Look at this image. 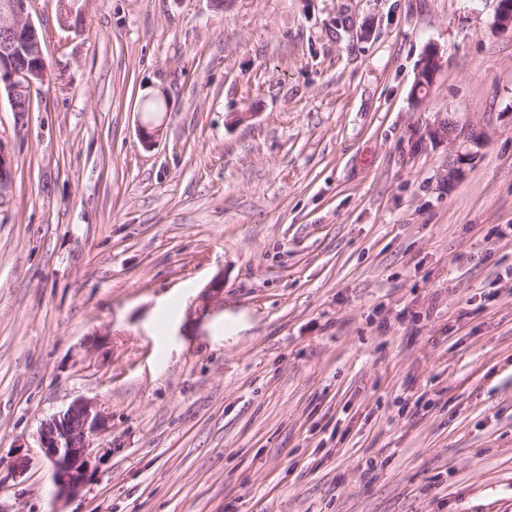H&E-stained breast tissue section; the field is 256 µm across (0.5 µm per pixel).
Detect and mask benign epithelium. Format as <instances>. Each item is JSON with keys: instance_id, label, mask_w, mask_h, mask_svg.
Returning <instances> with one entry per match:
<instances>
[{"instance_id": "benign-epithelium-1", "label": "benign epithelium", "mask_w": 512, "mask_h": 512, "mask_svg": "<svg viewBox=\"0 0 512 512\" xmlns=\"http://www.w3.org/2000/svg\"><path fill=\"white\" fill-rule=\"evenodd\" d=\"M494 31L512 35V3L496 0ZM38 30L28 14V0H0V94L7 96L11 111H30L35 88L42 86L47 71ZM439 51L426 50L417 69L413 96L420 103L434 85L442 67ZM489 139L483 124L456 112H440L420 131L423 142L448 141L457 145L448 155V172L443 179L454 182L463 177ZM14 155L11 146L0 139V199L12 185ZM224 300V277L213 278L204 288L202 311L210 314ZM104 426V416L95 403L78 400L42 423L39 447L54 470L56 496L78 494L92 473L91 439Z\"/></svg>"}]
</instances>
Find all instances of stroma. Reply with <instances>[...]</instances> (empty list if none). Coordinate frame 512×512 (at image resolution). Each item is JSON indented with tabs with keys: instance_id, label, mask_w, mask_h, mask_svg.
<instances>
[{
	"instance_id": "stroma-1",
	"label": "stroma",
	"mask_w": 512,
	"mask_h": 512,
	"mask_svg": "<svg viewBox=\"0 0 512 512\" xmlns=\"http://www.w3.org/2000/svg\"><path fill=\"white\" fill-rule=\"evenodd\" d=\"M495 8L29 0L48 79L0 100V512H512ZM448 111L490 134L451 184L452 145L416 136ZM79 399L106 425L57 502L38 433ZM442 63L443 60L439 51L435 47H429L420 61L417 69V77L414 82L413 96L416 105H418L427 94H425V91L427 90L428 92L434 85ZM14 161L11 146L0 139V199L6 197L11 188ZM224 277L213 278L204 288L202 295V311L205 315L214 312L216 303L224 304ZM222 301V302H221Z\"/></svg>"
}]
</instances>
